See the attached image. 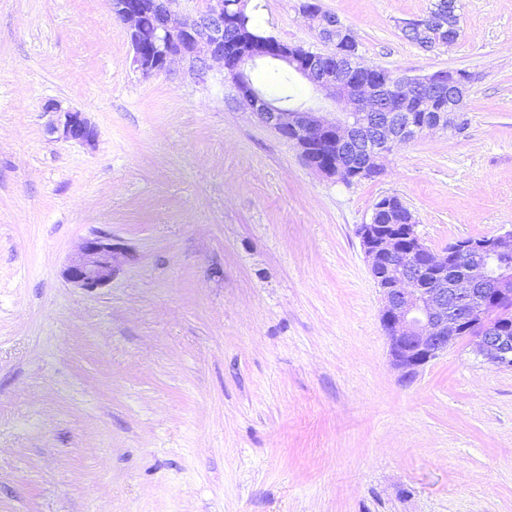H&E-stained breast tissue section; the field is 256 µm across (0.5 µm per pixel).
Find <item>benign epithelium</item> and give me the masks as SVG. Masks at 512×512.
Instances as JSON below:
<instances>
[{"instance_id":"benign-epithelium-1","label":"benign epithelium","mask_w":512,"mask_h":512,"mask_svg":"<svg viewBox=\"0 0 512 512\" xmlns=\"http://www.w3.org/2000/svg\"><path fill=\"white\" fill-rule=\"evenodd\" d=\"M175 0H108L111 15L127 28L134 63L148 77L181 58L206 76V56L224 61L225 73L239 97L258 119L313 158L312 167L331 175H364L392 149L411 143L429 130L452 128L466 108L469 73L442 70L422 76L365 67L351 53L339 17L315 3L302 4L318 35L334 46L328 53L272 41L261 47L235 26L224 0L194 15H177ZM151 13L155 32L145 37L141 18ZM459 15L438 0L426 16L403 30L417 36V46L432 51L458 38ZM285 63L325 98L342 103V112L311 107L277 106L250 82L245 66L258 61ZM51 131L65 141L91 143L95 131L83 113L61 110ZM364 258L383 299L381 324L389 341L392 366L408 380L418 370L463 340L475 345L485 363L512 369V330L490 320L491 305L512 307V231L458 240L452 249L434 252L413 224H378L357 228ZM112 237L87 238L64 270L69 283L86 291L106 286L114 274Z\"/></svg>"}]
</instances>
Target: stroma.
<instances>
[{
	"mask_svg": "<svg viewBox=\"0 0 512 512\" xmlns=\"http://www.w3.org/2000/svg\"><path fill=\"white\" fill-rule=\"evenodd\" d=\"M303 0L260 32L326 52ZM366 66L472 77L458 130L344 184L240 102L223 64L143 76L106 0H0V512H512V369L461 341L402 381L358 225L400 197L435 251L512 229V0H319ZM267 95L286 68L260 62ZM85 112L93 144L50 131ZM112 236L111 282L63 271ZM453 3V11H450L447 2L439 0L434 9L426 16L405 22L403 31H409L416 35V45L426 52L433 51L440 46L453 44L459 35V15L455 6L457 1Z\"/></svg>",
	"mask_w": 512,
	"mask_h": 512,
	"instance_id": "stroma-1",
	"label": "stroma"
}]
</instances>
